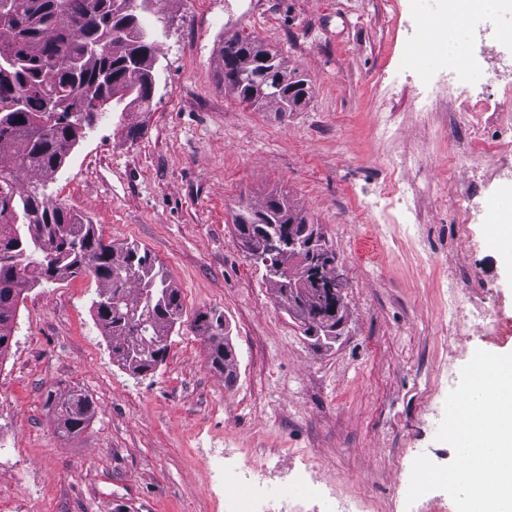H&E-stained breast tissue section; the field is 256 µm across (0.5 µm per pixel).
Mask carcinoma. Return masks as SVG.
I'll return each instance as SVG.
<instances>
[{
  "label": "carcinoma",
  "mask_w": 512,
  "mask_h": 512,
  "mask_svg": "<svg viewBox=\"0 0 512 512\" xmlns=\"http://www.w3.org/2000/svg\"><path fill=\"white\" fill-rule=\"evenodd\" d=\"M163 0H0V360L9 355L17 308L25 291L89 273L100 283L91 310L112 338V359L133 376L164 361L168 338L181 326V292L156 257L136 244L104 242L96 225L71 213L47 192L98 117L124 105L149 111L154 97L157 41L141 21ZM220 83L249 106L294 112L310 80L248 36L224 42ZM238 240L262 265L289 316L310 336L319 326L320 295L303 285L301 304L282 295L297 260L288 244L268 248L271 225L301 236L308 220L284 197L241 202L233 216ZM197 332L211 346V367L235 381L229 323L209 311ZM65 436L82 433L93 404L81 392L46 396Z\"/></svg>",
  "instance_id": "cac0c4a2"
}]
</instances>
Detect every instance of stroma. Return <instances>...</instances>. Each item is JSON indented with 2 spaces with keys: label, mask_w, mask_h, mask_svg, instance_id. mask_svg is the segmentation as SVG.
Here are the masks:
<instances>
[{
  "label": "stroma",
  "mask_w": 512,
  "mask_h": 512,
  "mask_svg": "<svg viewBox=\"0 0 512 512\" xmlns=\"http://www.w3.org/2000/svg\"><path fill=\"white\" fill-rule=\"evenodd\" d=\"M400 5L394 19L385 0H166L151 110L105 114L50 189L105 240L157 257L181 292L182 327L165 361L133 377L93 318L94 278L26 292L0 361V512H224L216 448H265L286 468L307 459L337 493L366 494L367 512H449L436 490L408 502L411 459L419 448L440 465L454 456L435 439L449 393L436 382L441 365L462 370L479 349L512 353V268L485 225L457 233L448 194L473 189L486 206L512 198V179L473 188L466 177L478 163L512 167V136L497 123L512 103L488 79L498 56L512 55V0L501 38L473 48L479 87L452 102L436 86L427 112L415 95L443 51L434 28L444 4ZM236 34L309 76L299 111L250 107L219 86V50ZM407 71L411 82L391 89ZM469 100L484 107L481 146L467 135ZM381 112L394 129L387 140ZM389 177L412 202L397 242L379 241L358 208ZM271 193L321 225L346 284L343 334L319 350L235 238L239 200ZM452 273L463 306L489 308L490 327L449 323L438 288ZM210 310L231 326L229 386L193 328ZM69 389L95 410L84 432L63 437L45 399Z\"/></svg>",
  "instance_id": "stroma-1"
}]
</instances>
